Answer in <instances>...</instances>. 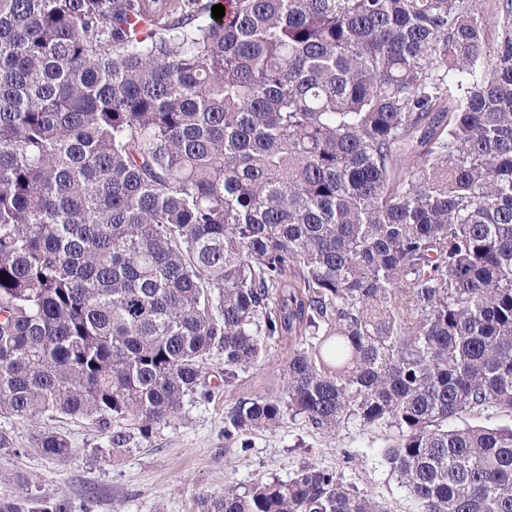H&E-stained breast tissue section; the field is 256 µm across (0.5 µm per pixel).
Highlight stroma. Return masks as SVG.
Segmentation results:
<instances>
[{"label":"stroma","mask_w":512,"mask_h":512,"mask_svg":"<svg viewBox=\"0 0 512 512\" xmlns=\"http://www.w3.org/2000/svg\"><path fill=\"white\" fill-rule=\"evenodd\" d=\"M289 345L272 344L262 361L224 384V358L208 364L209 398L186 406L182 420L161 427L151 443L112 462L102 459L108 442L96 425L81 418H36L17 422L0 418L15 453L0 456V496L24 483L35 497L68 500L71 512H199L207 494L225 484L247 485L258 477L288 479L302 461L344 474L347 482L388 505L392 512L415 506L383 457L389 433L362 430L351 423L337 435L314 430L302 418L285 417L272 431L248 435V449L224 438V412L238 399L276 394ZM53 428L66 434L74 454L69 461L44 455L35 435Z\"/></svg>","instance_id":"1"}]
</instances>
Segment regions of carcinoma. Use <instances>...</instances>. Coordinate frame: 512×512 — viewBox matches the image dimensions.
I'll return each instance as SVG.
<instances>
[{
    "mask_svg": "<svg viewBox=\"0 0 512 512\" xmlns=\"http://www.w3.org/2000/svg\"><path fill=\"white\" fill-rule=\"evenodd\" d=\"M483 0H0V417L151 442L224 356L387 428L416 512H512V11ZM35 444L67 461L69 439ZM200 512H390L304 461ZM0 512H71L24 491ZM465 421L470 424H479L487 427H504L512 425V417L506 416L500 413L495 408H489L484 411L482 415L478 417H467L462 419H454L448 422V426L452 427L455 425L462 426L465 424Z\"/></svg>",
    "mask_w": 512,
    "mask_h": 512,
    "instance_id": "obj_1",
    "label": "carcinoma"
}]
</instances>
